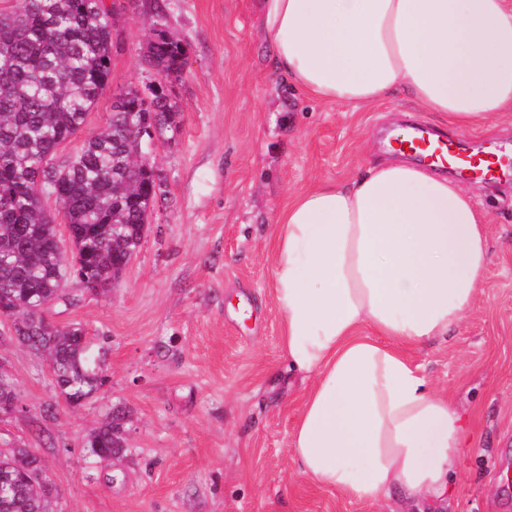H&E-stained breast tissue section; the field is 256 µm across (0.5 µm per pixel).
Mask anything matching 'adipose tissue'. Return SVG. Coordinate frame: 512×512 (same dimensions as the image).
I'll return each mask as SVG.
<instances>
[{
    "label": "adipose tissue",
    "instance_id": "ef3b65f1",
    "mask_svg": "<svg viewBox=\"0 0 512 512\" xmlns=\"http://www.w3.org/2000/svg\"><path fill=\"white\" fill-rule=\"evenodd\" d=\"M282 74L351 108L397 90L471 129L512 110V0H259ZM274 296L289 370L309 379L297 473L373 503L446 499L465 442L409 350L471 310L487 215L461 182L403 158L295 195L277 220Z\"/></svg>",
    "mask_w": 512,
    "mask_h": 512
}]
</instances>
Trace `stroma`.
Masks as SVG:
<instances>
[{"label":"stroma","mask_w":512,"mask_h":512,"mask_svg":"<svg viewBox=\"0 0 512 512\" xmlns=\"http://www.w3.org/2000/svg\"><path fill=\"white\" fill-rule=\"evenodd\" d=\"M105 3L110 79L61 153L108 127L113 93L156 80L144 47L164 29L186 67L170 84L179 128L152 153L163 197L109 292L77 291L49 310L107 348L106 385L62 406L44 355L0 346L24 406L0 422V441L43 459L50 512H393V496L351 502L295 470L290 436L309 381L284 368L272 237L290 195L352 179L388 157L394 131L442 129L438 114L402 92L358 110L318 102L278 73L256 0ZM456 138L511 150L512 112ZM468 188L489 218L486 278L461 324L411 359L466 423L443 512H512V177ZM116 410L128 450L103 467L83 441Z\"/></svg>","instance_id":"1"}]
</instances>
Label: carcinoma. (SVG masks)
I'll use <instances>...</instances> for the list:
<instances>
[{
    "mask_svg": "<svg viewBox=\"0 0 512 512\" xmlns=\"http://www.w3.org/2000/svg\"><path fill=\"white\" fill-rule=\"evenodd\" d=\"M178 43L151 44L148 61L180 73ZM112 30L104 0H14L0 13V291L19 308L20 325L9 341L46 355L55 386L70 407L82 404L107 381L93 372L98 352L82 343L85 329L51 321L50 305L66 297L80 273L83 286L106 291L121 275V259L144 232L156 206L153 172L130 142V113L153 112L159 130L177 125L179 113L164 91L135 89L112 112L106 131L84 140L65 159L57 147L75 137L111 74ZM42 184L55 193L79 238L78 251L56 247L58 224ZM126 414L107 418L85 441L88 456L109 463L127 451ZM38 456L21 449L0 461V487L9 479L8 505L0 512H40L39 490L28 481Z\"/></svg>",
    "mask_w": 512,
    "mask_h": 512,
    "instance_id": "carcinoma-1",
    "label": "carcinoma"
}]
</instances>
